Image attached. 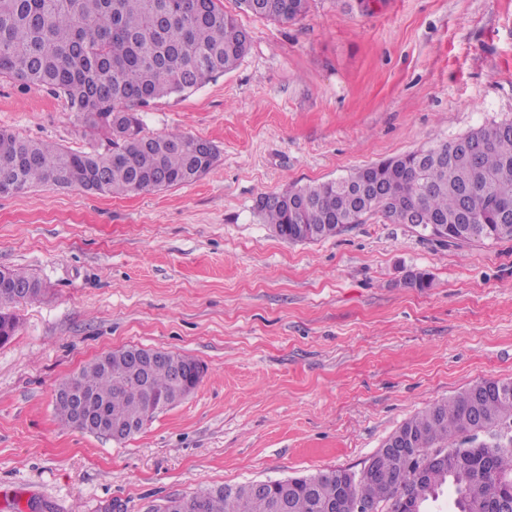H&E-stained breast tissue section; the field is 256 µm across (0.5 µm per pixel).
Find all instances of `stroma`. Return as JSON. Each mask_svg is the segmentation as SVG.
<instances>
[{"mask_svg":"<svg viewBox=\"0 0 512 512\" xmlns=\"http://www.w3.org/2000/svg\"><path fill=\"white\" fill-rule=\"evenodd\" d=\"M231 71L139 108L219 150L196 182L120 198L0 196V269L38 277L0 345V512H145L204 488L360 470L406 419L512 379V238L444 247L374 217L289 243L260 197L512 120V0H312ZM107 152L64 95L0 79V129ZM423 271L432 286L404 287ZM127 345L197 388L124 442L65 427L59 385Z\"/></svg>","mask_w":512,"mask_h":512,"instance_id":"35a3bbf8","label":"stroma"}]
</instances>
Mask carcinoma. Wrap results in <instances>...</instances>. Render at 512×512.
Segmentation results:
<instances>
[{"mask_svg":"<svg viewBox=\"0 0 512 512\" xmlns=\"http://www.w3.org/2000/svg\"><path fill=\"white\" fill-rule=\"evenodd\" d=\"M244 10L288 23L306 14L310 0H239ZM249 47L248 33L225 12L221 0H0V78L63 94L84 123L107 136L112 151L75 152L26 140L0 129V182L20 193L32 186H79L102 195L142 193L197 181L214 165L217 146L171 131L142 134L132 108L203 85L233 69ZM263 223L289 243L335 237L380 216L410 224L431 236L448 225L442 246L512 238V121L493 122L430 148L352 170L329 180L266 196ZM11 288H0V336L11 339L13 309L44 295L42 282L8 271ZM37 287L31 288L29 284ZM128 346L101 355L57 389L55 412L66 427L91 432L71 404L80 392L90 411L139 432L157 413L180 403L201 381V364L180 353H160L144 374ZM396 432L419 435L414 472L431 453L446 452L447 468L420 488L422 512L450 483L457 512H488L496 493L512 494V379H484L405 420ZM394 462L378 456L375 471L336 486L327 471L293 486L283 512H366L388 505L400 512ZM155 512H274L272 496L254 484L205 489L168 497Z\"/></svg>","mask_w":512,"mask_h":512,"instance_id":"cac0c4a2","label":"carcinoma"}]
</instances>
